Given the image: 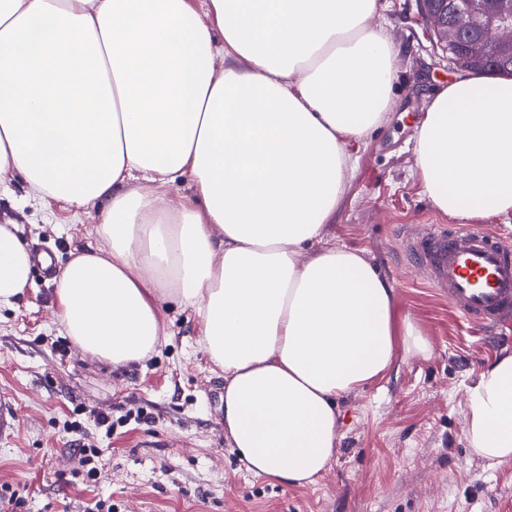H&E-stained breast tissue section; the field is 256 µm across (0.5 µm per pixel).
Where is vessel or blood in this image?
Returning a JSON list of instances; mask_svg holds the SVG:
<instances>
[{
    "label": "vessel or blood",
    "instance_id": "1",
    "mask_svg": "<svg viewBox=\"0 0 512 512\" xmlns=\"http://www.w3.org/2000/svg\"><path fill=\"white\" fill-rule=\"evenodd\" d=\"M406 260L462 318L490 331L512 324V242L475 224H415L401 236ZM18 423L13 399L0 393V436Z\"/></svg>",
    "mask_w": 512,
    "mask_h": 512
}]
</instances>
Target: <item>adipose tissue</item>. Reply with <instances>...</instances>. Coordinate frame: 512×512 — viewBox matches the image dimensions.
Listing matches in <instances>:
<instances>
[{"mask_svg": "<svg viewBox=\"0 0 512 512\" xmlns=\"http://www.w3.org/2000/svg\"><path fill=\"white\" fill-rule=\"evenodd\" d=\"M390 0H0V188L100 209L103 246L60 266L58 323L128 366L198 319L224 372V432L254 475L317 484L340 398L429 356L392 286L358 252L322 247L358 156L392 107ZM413 176L462 222L512 213V79L465 74L417 130ZM190 175L193 197L152 185ZM319 244L310 258L306 246ZM31 254L0 225V306ZM467 436L512 460V354L468 389Z\"/></svg>", "mask_w": 512, "mask_h": 512, "instance_id": "adipose-tissue-1", "label": "adipose tissue"}]
</instances>
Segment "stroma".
<instances>
[{"mask_svg": "<svg viewBox=\"0 0 512 512\" xmlns=\"http://www.w3.org/2000/svg\"><path fill=\"white\" fill-rule=\"evenodd\" d=\"M386 29L402 60L387 121L348 150L359 164L324 245L359 251L393 287L400 317L429 340L382 382L339 401L340 439L318 484L291 486L249 472L224 434V373L198 344L195 313L168 301L165 345L131 366L74 350L55 319L52 275L33 270L23 296L0 306V392L21 414L0 439V486L27 485L21 512H512V461L475 456L466 436L467 390L512 332L489 334L456 316L400 253L406 224H451L414 164L416 126L454 79L434 50L419 0H393ZM99 211L32 199L22 174L0 191V225L62 265L102 245ZM110 414L111 430L97 425ZM100 449L96 481L77 476L81 447Z\"/></svg>", "mask_w": 512, "mask_h": 512, "instance_id": "stroma-1", "label": "stroma"}]
</instances>
